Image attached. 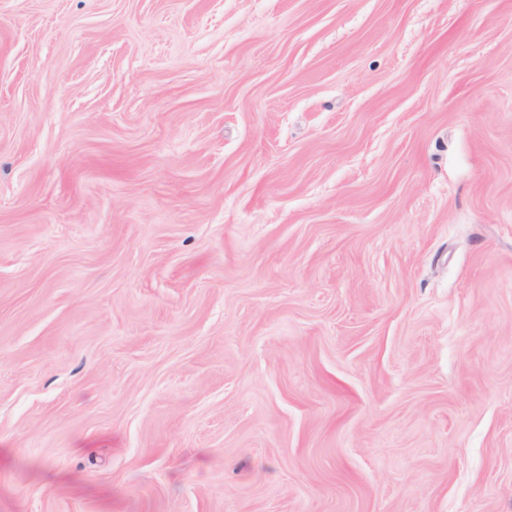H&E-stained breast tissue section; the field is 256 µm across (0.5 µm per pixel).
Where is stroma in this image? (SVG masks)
<instances>
[{"label":"stroma","mask_w":512,"mask_h":512,"mask_svg":"<svg viewBox=\"0 0 512 512\" xmlns=\"http://www.w3.org/2000/svg\"><path fill=\"white\" fill-rule=\"evenodd\" d=\"M0 512H512V0H0Z\"/></svg>","instance_id":"1"}]
</instances>
